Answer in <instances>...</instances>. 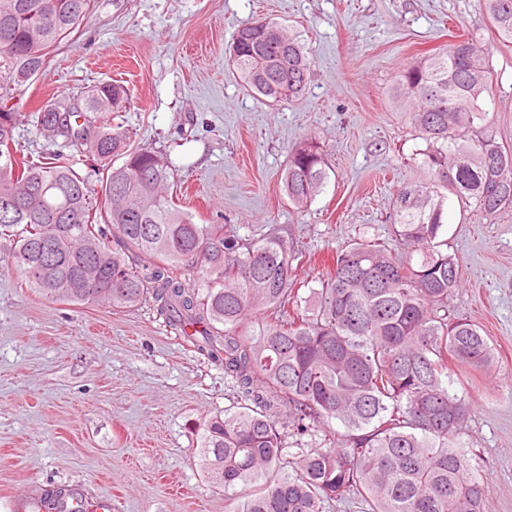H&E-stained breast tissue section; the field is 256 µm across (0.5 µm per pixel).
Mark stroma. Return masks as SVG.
<instances>
[{
	"instance_id": "stroma-1",
	"label": "stroma",
	"mask_w": 512,
	"mask_h": 512,
	"mask_svg": "<svg viewBox=\"0 0 512 512\" xmlns=\"http://www.w3.org/2000/svg\"><path fill=\"white\" fill-rule=\"evenodd\" d=\"M269 17L297 31L311 70L297 101L247 91L228 61L235 29ZM482 38L493 70L480 106L512 146V43L497 41L481 0H93L50 67L18 90L15 136L43 165L57 160L38 109L77 87L118 80L119 121L135 145L171 159L179 202L199 224L240 236L270 228L313 256L298 280L317 286L336 252L368 233L390 240L393 195L417 182L426 143L394 99L395 79L455 36ZM315 137L334 172L305 209L282 175L292 146ZM448 249L463 286L449 300L480 327L492 366L473 371L465 442L487 512H512V208L487 215L448 199ZM0 239V512L11 496L52 487L108 498L112 512H224L206 482L198 425L233 405L222 367L171 335L151 306L52 302L22 283Z\"/></svg>"
}]
</instances>
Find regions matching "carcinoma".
<instances>
[{"label":"carcinoma","instance_id":"carcinoma-1","mask_svg":"<svg viewBox=\"0 0 512 512\" xmlns=\"http://www.w3.org/2000/svg\"><path fill=\"white\" fill-rule=\"evenodd\" d=\"M74 2L0 0V201L14 202L0 213V237L12 243L16 271L56 302H149L224 366L241 402L199 426V458L208 483L224 491L225 512H486L463 440L470 403L449 392L448 361L480 368L492 348L448 309L461 272L445 238L450 193L488 215L512 207V147L477 105L492 87L481 42H455L399 75L396 92L426 143L423 179L394 201L392 233L404 253L362 235L302 295L294 243L274 231L229 234L179 208L171 161L133 146L114 122L131 105L117 82L75 95L80 112L66 111L70 97L41 107L39 135L71 149L57 165L17 157L12 100L91 7ZM483 6L497 37L512 43V0ZM229 60L273 103L298 98L310 70L299 36L267 18L236 30ZM329 179L316 139L292 148L282 178L289 204L306 208ZM333 419L345 432L329 427ZM69 498L48 490L35 512H83L64 510Z\"/></svg>","mask_w":512,"mask_h":512}]
</instances>
